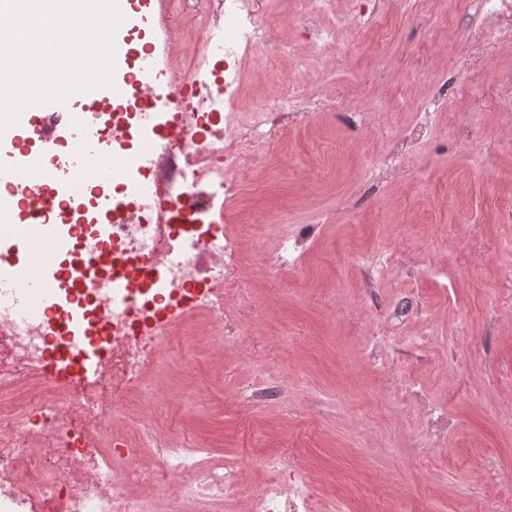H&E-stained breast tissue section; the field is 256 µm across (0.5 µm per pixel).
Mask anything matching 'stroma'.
<instances>
[{
  "mask_svg": "<svg viewBox=\"0 0 512 512\" xmlns=\"http://www.w3.org/2000/svg\"><path fill=\"white\" fill-rule=\"evenodd\" d=\"M287 45L273 71L248 60L256 95L304 102L267 144L243 134L224 222L239 245L253 321L223 352L199 345L150 403L144 460L163 438L238 459L235 512L266 460L298 465L316 512H512V0H378L371 16L310 45L296 0H255ZM145 39L216 0H150ZM288 223L259 239L257 220ZM271 379L285 399L249 406ZM208 395L198 409L184 398ZM447 415V430L429 422Z\"/></svg>",
  "mask_w": 512,
  "mask_h": 512,
  "instance_id": "obj_1",
  "label": "stroma"
}]
</instances>
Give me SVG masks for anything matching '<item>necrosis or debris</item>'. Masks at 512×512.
<instances>
[{"instance_id": "1", "label": "necrosis or debris", "mask_w": 512, "mask_h": 512, "mask_svg": "<svg viewBox=\"0 0 512 512\" xmlns=\"http://www.w3.org/2000/svg\"><path fill=\"white\" fill-rule=\"evenodd\" d=\"M221 9L223 22L190 31L191 63L181 74L171 66L169 40L146 49L128 32L115 34V80L131 85L149 76L155 95L136 122L121 126L92 105L72 113L71 136L49 159L64 181L77 157L93 152L83 176L111 184L94 205L112 221L87 232L109 243L126 268L120 280L95 278V303L77 305L69 288H58L55 305L69 323L58 336L49 333L38 288L30 290L25 322L0 310V512H153L149 489L171 473L194 479L175 491L170 512H225L234 495V469L209 466L205 444L168 440L147 468L143 430L112 432L130 414L133 396L151 398L147 379L166 371L172 346L193 360L194 322L223 345L238 260L222 218L242 171L240 132L247 126L264 140L292 106L285 95L272 109L249 103L243 62H275L278 43L254 0H222ZM183 86L194 88L198 111H173V93ZM115 141L128 149V161L111 168ZM70 231L61 223L44 230L1 224L0 241L39 243L43 256L33 272L42 278L56 265V240ZM102 301L110 306L106 320L98 316ZM268 466L274 477L247 512H308L307 492L289 489L297 469L275 460Z\"/></svg>"}]
</instances>
